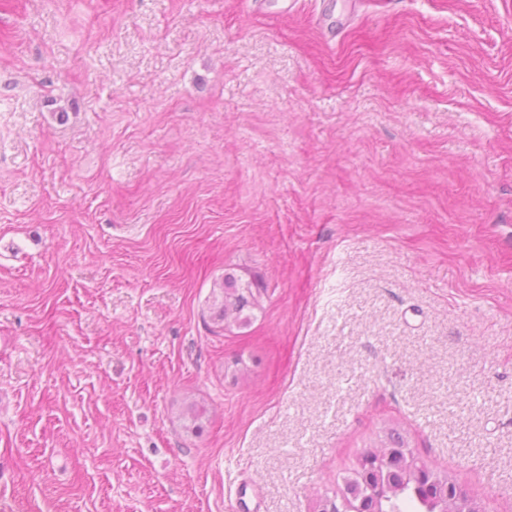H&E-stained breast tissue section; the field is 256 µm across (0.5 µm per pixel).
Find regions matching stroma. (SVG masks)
Segmentation results:
<instances>
[{
    "mask_svg": "<svg viewBox=\"0 0 512 512\" xmlns=\"http://www.w3.org/2000/svg\"><path fill=\"white\" fill-rule=\"evenodd\" d=\"M392 429L512 512V0H0V512H317ZM218 288V295L214 289L210 319L214 327L221 331L234 324H247L253 316V310L261 308L265 288L256 277L244 281L242 277L228 273ZM208 413V407L203 402L187 398L180 405L178 419L186 432L197 434L202 431Z\"/></svg>",
    "mask_w": 512,
    "mask_h": 512,
    "instance_id": "1",
    "label": "stroma"
}]
</instances>
